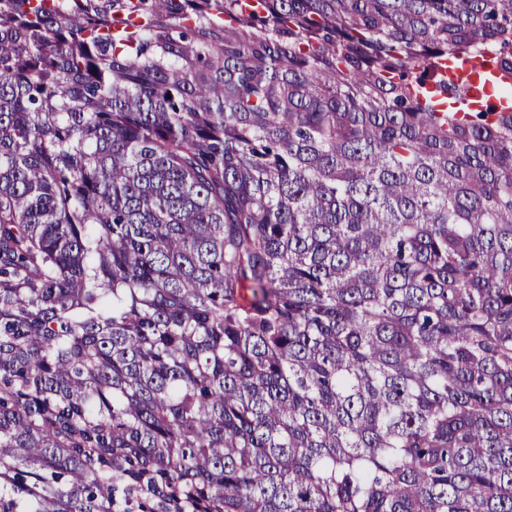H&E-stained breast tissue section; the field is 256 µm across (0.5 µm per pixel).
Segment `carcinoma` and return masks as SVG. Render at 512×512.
Here are the masks:
<instances>
[{
	"label": "carcinoma",
	"instance_id": "1",
	"mask_svg": "<svg viewBox=\"0 0 512 512\" xmlns=\"http://www.w3.org/2000/svg\"><path fill=\"white\" fill-rule=\"evenodd\" d=\"M512 0H0V512H512Z\"/></svg>",
	"mask_w": 512,
	"mask_h": 512
}]
</instances>
